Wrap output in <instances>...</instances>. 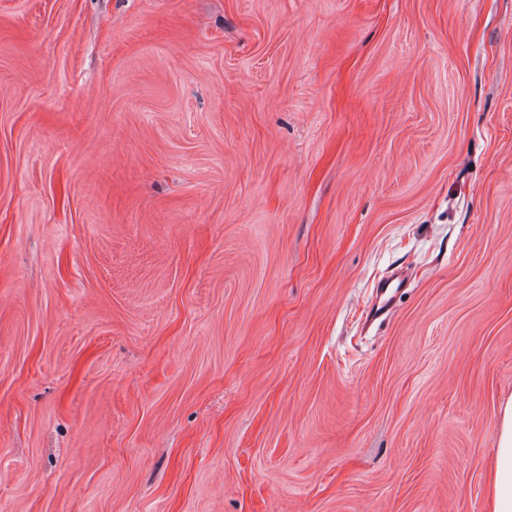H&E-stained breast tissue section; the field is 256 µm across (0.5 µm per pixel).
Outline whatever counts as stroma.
I'll return each instance as SVG.
<instances>
[{
    "label": "stroma",
    "mask_w": 512,
    "mask_h": 512,
    "mask_svg": "<svg viewBox=\"0 0 512 512\" xmlns=\"http://www.w3.org/2000/svg\"><path fill=\"white\" fill-rule=\"evenodd\" d=\"M511 395L512 0H0V512H486Z\"/></svg>",
    "instance_id": "stroma-1"
}]
</instances>
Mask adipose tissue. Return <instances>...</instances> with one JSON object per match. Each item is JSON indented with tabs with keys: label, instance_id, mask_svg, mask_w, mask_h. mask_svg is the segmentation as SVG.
<instances>
[{
	"label": "adipose tissue",
	"instance_id": "adipose-tissue-1",
	"mask_svg": "<svg viewBox=\"0 0 512 512\" xmlns=\"http://www.w3.org/2000/svg\"><path fill=\"white\" fill-rule=\"evenodd\" d=\"M495 433L496 455L487 472L488 512H512V396L500 405Z\"/></svg>",
	"mask_w": 512,
	"mask_h": 512
}]
</instances>
